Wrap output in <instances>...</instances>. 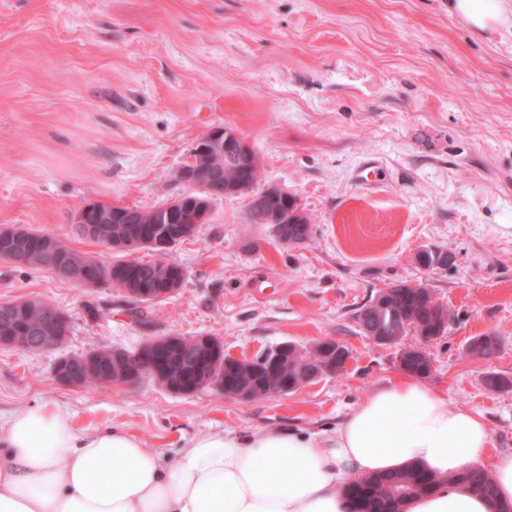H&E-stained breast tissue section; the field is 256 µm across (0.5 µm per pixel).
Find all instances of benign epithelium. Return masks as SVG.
Instances as JSON below:
<instances>
[{
    "instance_id": "benign-epithelium-1",
    "label": "benign epithelium",
    "mask_w": 512,
    "mask_h": 512,
    "mask_svg": "<svg viewBox=\"0 0 512 512\" xmlns=\"http://www.w3.org/2000/svg\"><path fill=\"white\" fill-rule=\"evenodd\" d=\"M224 153L233 166L224 169L212 164L208 157L214 152ZM257 163L250 144L232 131L214 127L194 146L176 171L177 180L192 188V191L177 200L154 211L153 224H143L134 231L112 239L109 246L115 252L135 255L146 249L155 259L165 261L169 251L185 238L196 235L200 226L207 222L210 213L212 185H224L222 195H248V217L254 224H267L273 237L282 245H300L311 236V229L299 216L303 215L298 199L287 191L270 185L264 188L261 198L250 192L251 182L246 177ZM284 209L293 215L285 222L279 218L278 210ZM119 223L117 215H109L94 204L74 215L73 223L80 225L81 232L89 239L101 236L102 225L108 222ZM157 224L166 225L159 231ZM0 241L14 244L24 242V251L14 252L13 261L22 263L27 258L31 246L51 260L52 270L68 280L79 279L90 286L104 283L115 285L135 299L160 301L176 294L184 283L183 271L173 264H167L169 271L165 277L148 287L144 284L133 286L119 276L102 274L90 277L85 271L75 267L68 255L61 253L54 240L27 233L20 225L1 224ZM418 294L429 302L428 316L435 331H441L448 324L443 315L433 305L434 294L423 283H416ZM383 307L382 297L376 296L369 304V315L364 320L366 336L375 344L398 348V364L411 353L427 364V373L434 371V363L426 350V344L434 339V331L426 329V324L418 323V343L413 352L405 348V340L399 332L382 329L377 321L378 311ZM70 334L69 318L66 312L47 302L43 306L39 328L33 334H14L8 326H0V345L20 350L33 348L39 352L59 349ZM297 347L284 343L274 351H265L258 360L241 358L234 365L232 376L214 374L210 367L213 361L224 355V343L215 336H180L169 334L153 336L145 340L136 350L114 348L108 360L112 366V383L135 385L143 379H151L164 389L180 394H191L201 390L212 391L227 399L247 400L254 396L253 377L258 376L265 390L271 395H288L297 392L312 381L323 376L336 374V361L330 360L310 371L303 366L288 364V351ZM103 358L99 350L68 355L56 359L53 367L55 379L64 386L80 388L84 373L102 366Z\"/></svg>"
}]
</instances>
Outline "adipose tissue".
Masks as SVG:
<instances>
[{
    "mask_svg": "<svg viewBox=\"0 0 512 512\" xmlns=\"http://www.w3.org/2000/svg\"><path fill=\"white\" fill-rule=\"evenodd\" d=\"M448 13L478 35L512 34V0H448ZM491 448L480 414L405 373L335 428L228 429L173 459L124 431H78L68 410L44 404L0 420V512H350L352 480L409 466L443 482L407 512H492L512 507V455ZM479 466L494 474V498L444 481Z\"/></svg>",
    "mask_w": 512,
    "mask_h": 512,
    "instance_id": "1",
    "label": "adipose tissue"
}]
</instances>
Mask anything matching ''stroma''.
<instances>
[{
    "label": "stroma",
    "mask_w": 512,
    "mask_h": 512,
    "mask_svg": "<svg viewBox=\"0 0 512 512\" xmlns=\"http://www.w3.org/2000/svg\"><path fill=\"white\" fill-rule=\"evenodd\" d=\"M216 126L249 141L263 183L298 196L310 239L277 245L245 196L216 199L168 255L182 288L150 303L0 262V301L44 300L72 324L56 354L0 347V416L52 403L79 430L114 425L170 455L227 429L333 427L400 371L358 309L422 282L450 314L427 346V384L481 412L495 453L512 454V392L483 384L493 371L512 379V37L471 34L448 0H0V224L119 260L79 236L75 210L186 193L175 172ZM370 164L381 179L365 186ZM421 249L454 260L424 268ZM485 333L502 345L487 361L467 352ZM169 334L218 337L234 357L330 337L350 359L249 403L52 375L57 354Z\"/></svg>",
    "instance_id": "1"
}]
</instances>
